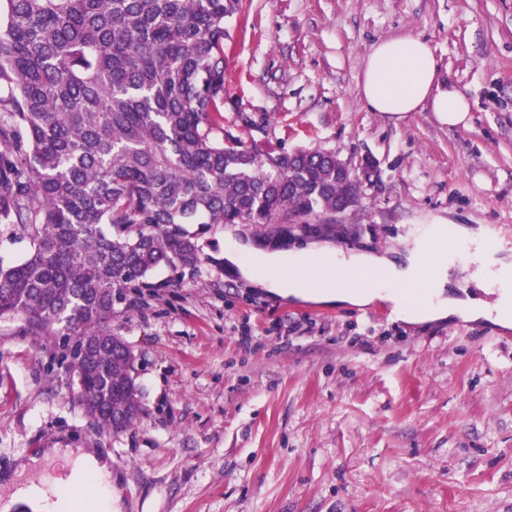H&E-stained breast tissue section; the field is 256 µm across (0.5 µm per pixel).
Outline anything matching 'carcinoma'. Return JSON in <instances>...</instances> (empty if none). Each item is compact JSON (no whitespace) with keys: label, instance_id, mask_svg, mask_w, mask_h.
Masks as SVG:
<instances>
[{"label":"carcinoma","instance_id":"obj_1","mask_svg":"<svg viewBox=\"0 0 512 512\" xmlns=\"http://www.w3.org/2000/svg\"><path fill=\"white\" fill-rule=\"evenodd\" d=\"M242 0H0V225L31 238L0 265V318L63 336L102 429L140 408L110 329L127 290L195 270L185 225L288 224L359 205L330 150L224 133L226 20Z\"/></svg>","mask_w":512,"mask_h":512}]
</instances>
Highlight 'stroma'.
I'll return each instance as SVG.
<instances>
[{"instance_id":"stroma-1","label":"stroma","mask_w":512,"mask_h":512,"mask_svg":"<svg viewBox=\"0 0 512 512\" xmlns=\"http://www.w3.org/2000/svg\"><path fill=\"white\" fill-rule=\"evenodd\" d=\"M226 27L225 131L244 113L256 142L368 158L377 181L305 226L209 225L197 270L128 293L112 331L141 412L122 433L91 425L60 337L0 318V477L85 448L111 456L123 512H512V341L495 325L282 297L224 258L314 246L401 265L436 217L512 257V0H243ZM405 34L469 97L468 127L365 108L366 56Z\"/></svg>"}]
</instances>
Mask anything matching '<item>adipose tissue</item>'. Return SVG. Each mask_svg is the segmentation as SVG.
Returning <instances> with one entry per match:
<instances>
[{
    "label": "adipose tissue",
    "instance_id": "1",
    "mask_svg": "<svg viewBox=\"0 0 512 512\" xmlns=\"http://www.w3.org/2000/svg\"><path fill=\"white\" fill-rule=\"evenodd\" d=\"M358 94L368 110L396 120L427 110L441 124L455 127L467 124L471 110L469 98L455 84L443 82L429 45L414 35L382 40L372 47ZM452 237L474 245L469 260L476 264L479 278L512 280V262L483 250V230L463 226L439 228L429 248L413 252L401 266L375 254L308 248L266 255L267 271L259 279L283 297L358 306L382 300L410 323L466 317L512 326V292H499L491 303L447 293V263L440 254ZM57 457L68 461V471L38 482L30 479V472L40 469L44 459ZM76 486L84 488L95 512H115L118 496L112 488L111 458L81 448H51L44 458L20 462L0 485V512H15L22 504L35 512H70L68 492Z\"/></svg>",
    "mask_w": 512,
    "mask_h": 512
}]
</instances>
